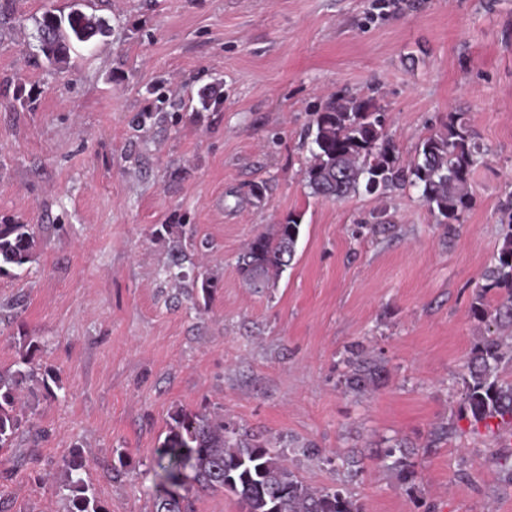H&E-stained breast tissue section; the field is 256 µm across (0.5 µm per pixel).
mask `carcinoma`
Segmentation results:
<instances>
[{
  "label": "carcinoma",
  "mask_w": 512,
  "mask_h": 512,
  "mask_svg": "<svg viewBox=\"0 0 512 512\" xmlns=\"http://www.w3.org/2000/svg\"><path fill=\"white\" fill-rule=\"evenodd\" d=\"M37 25V50L50 67L67 62L71 50L96 36H107L106 22L73 4L68 13L47 9ZM387 113L371 101L355 97L330 98L315 119L311 160L305 171L307 187L316 198L339 201L366 193L386 197L412 186L446 230L456 231L473 202L470 175L486 150L463 112L448 113L447 121L423 139L413 160L403 161L387 130ZM299 218L288 216L270 232L255 235L237 259V271L251 288L275 283L295 256ZM33 224H0V276L21 271L34 260ZM475 318L487 326L466 361L463 410L476 424L499 418L512 425V381L500 371L512 367V344L497 330L512 326V210L507 212L502 241L482 274ZM39 344L29 341L20 360L0 367V449L13 445L20 429H37L36 408L19 409L20 396L30 382L54 396L49 370L36 372ZM346 389L356 395L377 390L386 375L384 359L369 356L356 345L349 351ZM288 442L250 433L222 414L177 411L169 432L157 449L154 468L159 490L154 512H190L193 490L227 492L243 512H365L362 503L339 487L313 488L288 463ZM412 451L394 441L379 452V460L397 480L410 487L421 480ZM88 460L73 450L55 463L62 512H109L85 480Z\"/></svg>",
  "instance_id": "1"
}]
</instances>
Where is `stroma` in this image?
Instances as JSON below:
<instances>
[{"mask_svg":"<svg viewBox=\"0 0 512 512\" xmlns=\"http://www.w3.org/2000/svg\"><path fill=\"white\" fill-rule=\"evenodd\" d=\"M72 0H0V224L37 225L36 259L0 277V366L40 342L61 381L42 436L0 449L9 512H62L54 463L80 448L112 512H153L155 451L176 411L337 454H293L309 484L366 512H512V427L460 407L471 313L512 202V0H88L108 36L49 68L35 21ZM372 99L404 158L448 113L488 147L473 204L447 236L415 189L312 197L309 132L327 96ZM301 218L291 265L261 292L239 278L247 241ZM169 224H189L190 278ZM214 278L210 301L191 279ZM384 357L373 393L344 387L350 346ZM453 434L426 442L437 424ZM416 448L422 480L376 458ZM125 455L130 467L108 463ZM359 459L351 472L346 457ZM408 448L404 443L395 440L386 448H381L379 460L382 467L394 473L401 484L414 487L422 477L417 463L410 458L413 452Z\"/></svg>","mask_w":512,"mask_h":512,"instance_id":"obj_1","label":"stroma"}]
</instances>
